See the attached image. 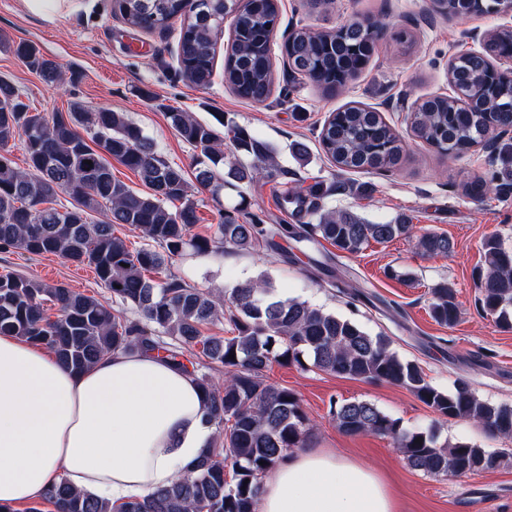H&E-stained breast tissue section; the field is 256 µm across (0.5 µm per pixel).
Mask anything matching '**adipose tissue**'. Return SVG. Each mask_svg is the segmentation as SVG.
Returning a JSON list of instances; mask_svg holds the SVG:
<instances>
[{
  "label": "adipose tissue",
  "mask_w": 512,
  "mask_h": 512,
  "mask_svg": "<svg viewBox=\"0 0 512 512\" xmlns=\"http://www.w3.org/2000/svg\"><path fill=\"white\" fill-rule=\"evenodd\" d=\"M215 427L195 378L157 354L117 352L77 372L0 335V512L67 482L113 503L193 474ZM259 512H396L383 478L320 448H294L261 479Z\"/></svg>",
  "instance_id": "1"
}]
</instances>
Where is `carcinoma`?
I'll return each mask as SVG.
<instances>
[{"label":"carcinoma","mask_w":512,"mask_h":512,"mask_svg":"<svg viewBox=\"0 0 512 512\" xmlns=\"http://www.w3.org/2000/svg\"><path fill=\"white\" fill-rule=\"evenodd\" d=\"M188 14L181 0H115L126 24L143 30L165 27L174 18L182 25L177 61L182 77L204 87L210 84L217 37L224 20L233 26V41L224 57V83L242 99L265 102L272 93V34L278 20L277 0H197ZM497 0H442L450 14L480 9L497 13ZM374 33L360 20L331 31L302 26L283 45L292 72L314 75L326 91H339L369 63ZM488 47L501 51L512 45V30H493ZM14 54L45 83L63 80L62 66L35 45L21 42ZM450 80L465 92L435 96L417 104L410 114L413 135L440 152L463 155L492 137V123L512 125V80L490 84L487 59L461 54L449 71ZM179 136L199 150L196 182L215 202L224 191V151L214 126L187 112H170ZM238 151L252 158L248 166L229 168L228 176L251 183L282 174L269 145L246 128L224 123ZM22 142L28 168L13 165L12 148ZM325 155L342 172L395 167L404 145L379 112L347 105L330 113L319 133ZM133 171L145 187L135 192L112 174L111 159ZM91 164H86V161ZM182 167L166 161L156 146L123 112L101 108L88 112L74 102L66 112L32 111L10 80L0 76V248L20 254L54 255L94 270L100 283L142 319L112 311L100 299L61 283L0 275V334H15L50 348L57 358L81 371L115 351H162L178 367L190 369L208 401L209 421L216 438L199 461L196 474L175 479L145 497L120 504L97 500L62 480L48 488L42 502L57 512H257L260 480L285 451L303 447L308 418L297 394L266 382L273 362L311 366L319 371L368 382H386L411 391L434 412L450 420L468 418L493 435L512 436V406L477 398L460 380L448 392L438 389L421 368L391 349V340L372 335L355 321L315 308L297 299H279L264 274L234 288L220 308L212 290L204 291L181 276L169 274L156 282L147 277L191 251L216 253L229 246L248 250L263 244L269 262L290 261L284 246L293 240L311 249L326 241L354 254L370 241L384 243L412 231L409 219L369 223L347 209L327 206V192L312 186L306 195L293 191L282 206L310 217L307 224H258L239 216L240 209H220L213 235L192 233L198 224L197 204ZM71 199L62 210L53 206L58 193ZM107 209L105 221L91 214ZM128 224L144 244L131 251L113 226ZM422 255H448L455 244L431 233L418 241ZM484 268L479 273L481 311L504 329H512V251L495 236L482 242ZM57 306L47 314L46 302ZM432 318L451 327L460 311L455 294L443 284L433 291ZM233 335L209 336L205 328L222 317ZM200 347L196 361L185 353ZM224 368V384L210 371ZM337 428L349 435L391 438L410 467L430 476H466L495 471L509 464L504 452H486L463 442L441 443L432 431L406 430L368 401L331 403ZM422 443H417V439Z\"/></svg>","instance_id":"1"}]
</instances>
